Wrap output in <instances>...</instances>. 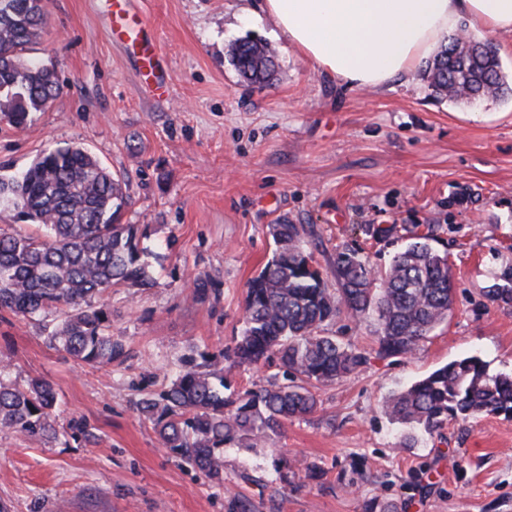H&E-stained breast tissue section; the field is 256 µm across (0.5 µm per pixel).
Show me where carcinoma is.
<instances>
[{
    "label": "carcinoma",
    "mask_w": 512,
    "mask_h": 512,
    "mask_svg": "<svg viewBox=\"0 0 512 512\" xmlns=\"http://www.w3.org/2000/svg\"><path fill=\"white\" fill-rule=\"evenodd\" d=\"M48 24L47 0H0V114L16 129L29 125L63 90L53 68L27 56ZM240 48L231 61L246 81L273 76L274 53L267 46L247 40ZM424 76L450 100L512 91L493 47L474 39L462 43L458 36ZM126 190L124 180L78 144L50 148L20 176L0 177V203L40 228L36 235L0 229V308L31 318L65 311L50 343L87 364H110L126 354L95 297L115 285L154 286L135 225L119 223ZM271 235L274 254L248 283L244 328L224 354V366L187 357L163 391L134 403L164 447L212 479H223L225 445H264L288 420L314 411L309 387L346 378L363 364L349 345L324 334L341 313L359 323L376 314L379 353L391 357L413 353L454 302L448 258L427 236L398 252L380 276L362 250L336 251L339 288L333 292L313 266L303 225L275 224ZM192 288L203 299L215 284L198 274ZM487 296L512 303V268L501 272ZM269 361L277 362L289 383L224 396L233 369ZM57 403L50 382L32 379L19 386L0 371V429L42 438L54 431ZM383 412L392 424L430 436L453 419L512 416V375L492 374L481 359L465 357L390 396Z\"/></svg>",
    "instance_id": "carcinoma-1"
}]
</instances>
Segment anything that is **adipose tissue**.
Here are the masks:
<instances>
[{
	"label": "adipose tissue",
	"instance_id": "ef3b65f1",
	"mask_svg": "<svg viewBox=\"0 0 512 512\" xmlns=\"http://www.w3.org/2000/svg\"><path fill=\"white\" fill-rule=\"evenodd\" d=\"M279 34L332 80L379 90L460 26L512 37V0H262Z\"/></svg>",
	"mask_w": 512,
	"mask_h": 512
}]
</instances>
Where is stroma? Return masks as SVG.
<instances>
[{
    "label": "stroma",
    "mask_w": 512,
    "mask_h": 512,
    "mask_svg": "<svg viewBox=\"0 0 512 512\" xmlns=\"http://www.w3.org/2000/svg\"><path fill=\"white\" fill-rule=\"evenodd\" d=\"M109 0H49L32 55L61 95L25 129L0 123V175L45 149L87 147L127 182L121 221L137 225L153 288H109L95 302L126 347L87 365L49 342L58 311L0 310V367L14 383L48 380L58 438L0 429V512H512V418L457 419L408 446L381 406L448 362L476 356L512 373V304L486 290L512 267V95L466 104L433 95L421 71L377 91L331 81L276 37L256 0H132L161 43L169 88L154 97L113 40ZM242 39L267 43L275 73L249 83L230 62ZM301 224L328 288L338 249L374 270L416 234L447 255L448 318L407 357H382L377 322L347 317L327 332L365 357L316 391L315 412L263 447L224 449V478L164 448L133 403L168 385L187 357L223 359L244 327L248 282L272 256V225ZM210 276L198 299L190 277ZM85 433L72 435L71 425ZM298 466L278 490L276 467ZM313 466L317 478L304 468Z\"/></svg>",
    "instance_id": "35a3bbf8"
}]
</instances>
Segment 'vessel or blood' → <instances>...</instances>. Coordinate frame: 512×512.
<instances>
[{"mask_svg": "<svg viewBox=\"0 0 512 512\" xmlns=\"http://www.w3.org/2000/svg\"><path fill=\"white\" fill-rule=\"evenodd\" d=\"M107 23L113 38L138 57L145 79L151 80L156 90H166L169 79L162 66V49L155 38L146 34L142 20L131 12L129 0H114Z\"/></svg>", "mask_w": 512, "mask_h": 512, "instance_id": "vessel-or-blood-1", "label": "vessel or blood"}]
</instances>
